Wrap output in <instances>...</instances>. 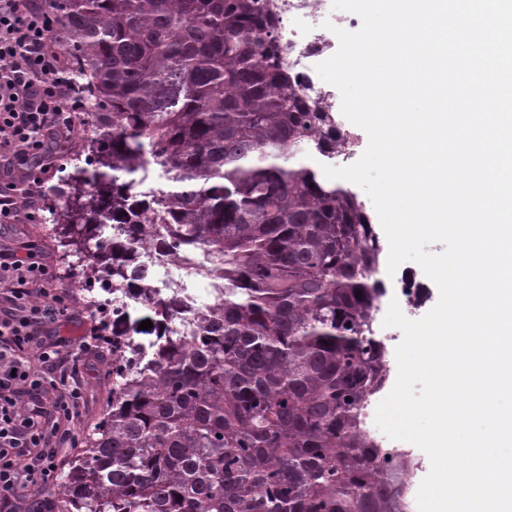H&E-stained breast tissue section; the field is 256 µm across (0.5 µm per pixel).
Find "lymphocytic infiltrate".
I'll list each match as a JSON object with an SVG mask.
<instances>
[{
  "instance_id": "lymphocytic-infiltrate-1",
  "label": "lymphocytic infiltrate",
  "mask_w": 512,
  "mask_h": 512,
  "mask_svg": "<svg viewBox=\"0 0 512 512\" xmlns=\"http://www.w3.org/2000/svg\"><path fill=\"white\" fill-rule=\"evenodd\" d=\"M55 14L35 0H0V224L41 218L57 146L81 121L73 70ZM59 275L31 241L0 246V512L47 490L86 428L82 362L112 349L108 323L90 314L77 344L57 333L77 318Z\"/></svg>"
}]
</instances>
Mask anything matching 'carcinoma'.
Returning a JSON list of instances; mask_svg holds the SVG:
<instances>
[{"label": "carcinoma", "instance_id": "obj_1", "mask_svg": "<svg viewBox=\"0 0 512 512\" xmlns=\"http://www.w3.org/2000/svg\"><path fill=\"white\" fill-rule=\"evenodd\" d=\"M91 104L52 232L134 298L148 244L224 297L117 309L112 403L30 512H403L358 415L387 376L382 246L349 189L299 155L346 137L275 60L257 0H50ZM361 296H356V292Z\"/></svg>", "mask_w": 512, "mask_h": 512}]
</instances>
